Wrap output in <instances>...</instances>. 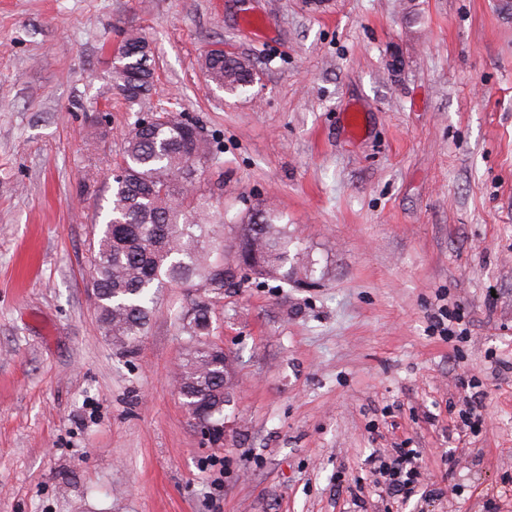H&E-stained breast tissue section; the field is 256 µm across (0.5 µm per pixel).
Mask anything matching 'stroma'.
Instances as JSON below:
<instances>
[{
	"label": "stroma",
	"mask_w": 512,
	"mask_h": 512,
	"mask_svg": "<svg viewBox=\"0 0 512 512\" xmlns=\"http://www.w3.org/2000/svg\"><path fill=\"white\" fill-rule=\"evenodd\" d=\"M132 31L156 72L135 106L110 62ZM218 41L254 85L205 80ZM160 106L214 151L200 187L225 239L270 204L315 262L300 287L211 296L238 380L217 444L172 380L194 292L162 289L127 352L87 285L114 163ZM398 446L424 495L355 507ZM508 484L512 0H0V512H512Z\"/></svg>",
	"instance_id": "1"
}]
</instances>
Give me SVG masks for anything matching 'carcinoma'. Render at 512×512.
I'll use <instances>...</instances> for the list:
<instances>
[{
  "mask_svg": "<svg viewBox=\"0 0 512 512\" xmlns=\"http://www.w3.org/2000/svg\"><path fill=\"white\" fill-rule=\"evenodd\" d=\"M124 65L154 85L153 58L127 55ZM224 90L254 83L253 65L231 53L212 65ZM169 113L132 129L115 165L104 228L93 244L90 275L97 295L96 317L112 344L136 347L156 313L163 288H192L221 295L241 278L240 264L259 278L284 283L312 278L309 253L288 234L282 214L271 207L255 210L235 225L233 257L224 255V230L206 224L209 198L201 191L200 172L211 151L206 139ZM179 320L188 345L176 379L183 405L198 428L224 426V348L204 340L212 334L211 308L195 301Z\"/></svg>",
  "mask_w": 512,
  "mask_h": 512,
  "instance_id": "carcinoma-1",
  "label": "carcinoma"
}]
</instances>
